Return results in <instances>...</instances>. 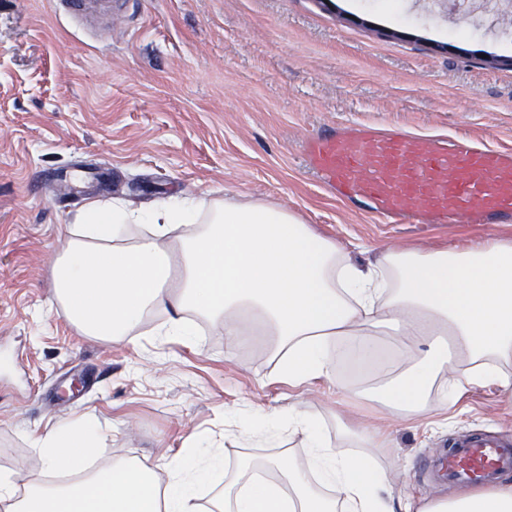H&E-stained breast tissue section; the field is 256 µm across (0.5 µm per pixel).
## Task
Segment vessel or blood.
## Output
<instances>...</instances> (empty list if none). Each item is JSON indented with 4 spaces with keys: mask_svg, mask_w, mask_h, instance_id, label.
I'll return each mask as SVG.
<instances>
[{
    "mask_svg": "<svg viewBox=\"0 0 512 512\" xmlns=\"http://www.w3.org/2000/svg\"><path fill=\"white\" fill-rule=\"evenodd\" d=\"M69 19L100 22L113 0H54ZM309 169L337 198L383 224L512 222V152L459 134L420 136L359 124L303 142ZM441 469L470 486L512 471V448L473 434L452 443Z\"/></svg>",
    "mask_w": 512,
    "mask_h": 512,
    "instance_id": "1",
    "label": "vessel or blood"
}]
</instances>
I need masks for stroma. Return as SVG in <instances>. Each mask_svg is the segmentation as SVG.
Returning <instances> with one entry per match:
<instances>
[{
  "instance_id": "obj_1",
  "label": "stroma",
  "mask_w": 512,
  "mask_h": 512,
  "mask_svg": "<svg viewBox=\"0 0 512 512\" xmlns=\"http://www.w3.org/2000/svg\"><path fill=\"white\" fill-rule=\"evenodd\" d=\"M123 0L87 33L52 0H0V467L48 481L38 440L75 417L95 421L97 464L145 458L159 481L190 437L212 438L232 474L237 416L252 406L318 418L331 448L356 452L341 423L378 428L368 449L395 492L455 497L441 476L450 442L512 441V399L493 385L412 417L366 392L378 370L339 353L334 381H282L263 344L199 320L195 344L85 335L50 300L53 249L93 200L145 207L183 193L275 203L353 260L415 245L512 240L511 224H379L308 169L311 134L388 122L465 132L512 150V0H470L460 23L433 0ZM470 29L460 43L450 32Z\"/></svg>"
}]
</instances>
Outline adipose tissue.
<instances>
[{"mask_svg": "<svg viewBox=\"0 0 512 512\" xmlns=\"http://www.w3.org/2000/svg\"><path fill=\"white\" fill-rule=\"evenodd\" d=\"M133 224L147 232L130 244ZM51 273L52 297L68 320L105 340L131 335L153 312L161 319L154 335L190 344L199 315L225 335L261 341L279 376L298 385L333 380V344L386 369L374 338L388 329L407 339L409 364L378 388L386 403L410 415L433 403L447 411V394L434 392L442 378L459 391L492 383L512 395V373L503 369L512 361L508 240L409 246L363 268L279 205L174 194L146 209L89 203L68 225ZM260 426L301 436L307 466L281 455L241 457L223 492L204 505L196 489L222 467L204 439L186 441L161 487L153 466L137 458L87 470L99 429L70 420L38 443L45 471L68 482L23 487L2 468L0 512H512V483L503 481L450 500L393 497L383 471L363 455H336L304 410H254L242 438Z\"/></svg>", "mask_w": 512, "mask_h": 512, "instance_id": "adipose-tissue-1", "label": "adipose tissue"}]
</instances>
